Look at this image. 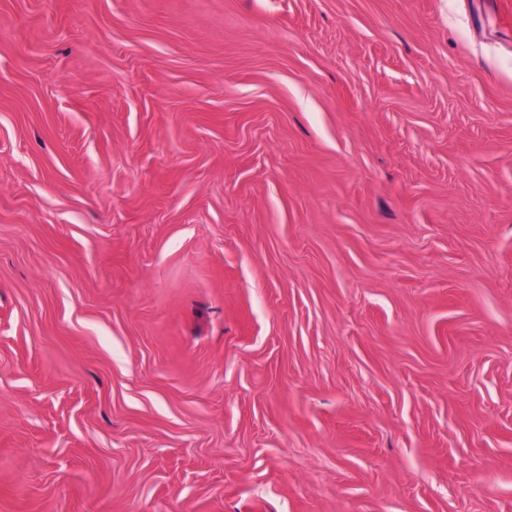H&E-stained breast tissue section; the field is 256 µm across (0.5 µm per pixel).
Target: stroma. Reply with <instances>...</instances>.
I'll return each instance as SVG.
<instances>
[{
	"instance_id": "1",
	"label": "stroma",
	"mask_w": 512,
	"mask_h": 512,
	"mask_svg": "<svg viewBox=\"0 0 512 512\" xmlns=\"http://www.w3.org/2000/svg\"><path fill=\"white\" fill-rule=\"evenodd\" d=\"M0 512H512V0H0Z\"/></svg>"
}]
</instances>
